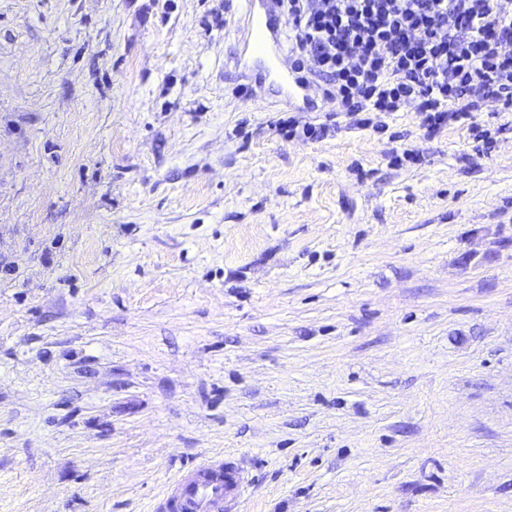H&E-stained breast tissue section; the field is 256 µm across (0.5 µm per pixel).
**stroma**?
Instances as JSON below:
<instances>
[{"instance_id":"stroma-1","label":"stroma","mask_w":512,"mask_h":512,"mask_svg":"<svg viewBox=\"0 0 512 512\" xmlns=\"http://www.w3.org/2000/svg\"><path fill=\"white\" fill-rule=\"evenodd\" d=\"M239 13L0 0V512H512V112L285 138ZM246 478L243 469L224 457H206L179 476L159 508L168 512H242Z\"/></svg>"}]
</instances>
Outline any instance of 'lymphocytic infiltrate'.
<instances>
[{
  "instance_id": "1",
  "label": "lymphocytic infiltrate",
  "mask_w": 512,
  "mask_h": 512,
  "mask_svg": "<svg viewBox=\"0 0 512 512\" xmlns=\"http://www.w3.org/2000/svg\"><path fill=\"white\" fill-rule=\"evenodd\" d=\"M278 37L350 127L382 130L416 101L427 135L512 111V0H274Z\"/></svg>"
}]
</instances>
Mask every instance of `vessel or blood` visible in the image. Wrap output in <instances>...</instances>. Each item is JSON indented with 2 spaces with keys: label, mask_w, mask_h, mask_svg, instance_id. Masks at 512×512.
I'll return each mask as SVG.
<instances>
[{
  "label": "vessel or blood",
  "mask_w": 512,
  "mask_h": 512,
  "mask_svg": "<svg viewBox=\"0 0 512 512\" xmlns=\"http://www.w3.org/2000/svg\"><path fill=\"white\" fill-rule=\"evenodd\" d=\"M243 33L232 58L241 79L268 95L273 104L315 112L311 84L284 63L276 46L278 19L271 0H241ZM246 478L235 462L207 457L179 476L161 503L163 512H242Z\"/></svg>",
  "instance_id": "b4317fda"
}]
</instances>
